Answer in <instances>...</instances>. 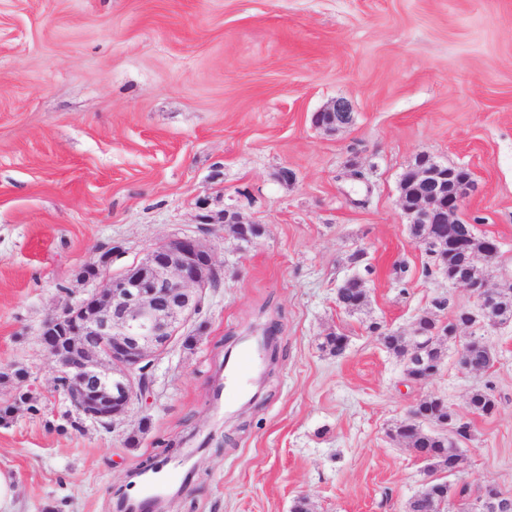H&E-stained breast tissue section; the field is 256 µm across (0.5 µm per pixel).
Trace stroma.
<instances>
[{"label": "stroma", "mask_w": 512, "mask_h": 512, "mask_svg": "<svg viewBox=\"0 0 512 512\" xmlns=\"http://www.w3.org/2000/svg\"><path fill=\"white\" fill-rule=\"evenodd\" d=\"M350 125L312 113L335 99ZM470 170L460 214L500 243L481 261L491 289L512 285V0H0V470L15 512H116L115 491L150 457L186 476L163 512H405L426 464L391 429L438 396L469 427L450 483L468 501L512 496V322L464 328L430 380L368 326L410 334L435 299L441 318L473 307L409 232L400 178L418 153ZM294 177L286 181L283 169ZM231 208L263 234L250 244L204 212ZM198 238L216 280L151 368L152 392L105 427L66 422L43 323L159 242ZM364 251L363 263L349 257ZM365 275L356 312L336 290ZM272 330L277 358L252 404L214 392L227 349ZM344 333L342 355L323 352ZM494 351L459 364L463 339ZM493 415L470 413L474 390ZM138 433L137 447L126 438ZM351 111V105L348 101L344 99H336L319 111L314 112L311 116V123L316 129L332 132L335 131L337 127L344 124V114ZM351 122L352 112L350 113V118L346 125ZM464 352L469 359L474 371H484L490 367L493 361V352L491 348L482 341V338H473L464 345Z\"/></svg>", "instance_id": "35a3bbf8"}]
</instances>
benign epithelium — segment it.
I'll list each match as a JSON object with an SVG mask.
<instances>
[{
  "label": "benign epithelium",
  "instance_id": "benign-epithelium-1",
  "mask_svg": "<svg viewBox=\"0 0 512 512\" xmlns=\"http://www.w3.org/2000/svg\"><path fill=\"white\" fill-rule=\"evenodd\" d=\"M350 111L348 101L336 99L313 113L311 123L332 132ZM459 172L426 152L418 154L417 163L404 172L418 193L411 202L399 197L411 223H457L475 189L474 180L459 177ZM212 275V255L199 240L171 238L121 274L105 277L104 287L43 324L40 341L55 359L58 379L66 383L65 398L77 415L109 426L126 415L133 400L147 394L151 363L200 312ZM451 283L466 288L476 300L466 310L467 325L493 322L494 295L473 258L453 273ZM88 336L98 339L93 352L85 347Z\"/></svg>",
  "mask_w": 512,
  "mask_h": 512
}]
</instances>
